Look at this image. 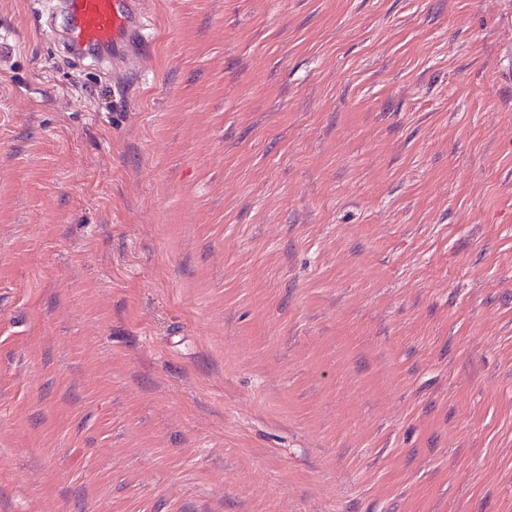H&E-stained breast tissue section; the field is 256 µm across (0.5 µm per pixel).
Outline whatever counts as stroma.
<instances>
[{"instance_id":"obj_1","label":"stroma","mask_w":512,"mask_h":512,"mask_svg":"<svg viewBox=\"0 0 512 512\" xmlns=\"http://www.w3.org/2000/svg\"><path fill=\"white\" fill-rule=\"evenodd\" d=\"M143 6L0 0V512H512V0ZM137 0H67V38L75 48L109 62L119 81L127 53L143 40Z\"/></svg>"}]
</instances>
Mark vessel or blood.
<instances>
[{
    "label": "vessel or blood",
    "mask_w": 512,
    "mask_h": 512,
    "mask_svg": "<svg viewBox=\"0 0 512 512\" xmlns=\"http://www.w3.org/2000/svg\"><path fill=\"white\" fill-rule=\"evenodd\" d=\"M65 10L70 45L96 52L113 71L143 38L138 0H66Z\"/></svg>",
    "instance_id": "vessel-or-blood-1"
}]
</instances>
